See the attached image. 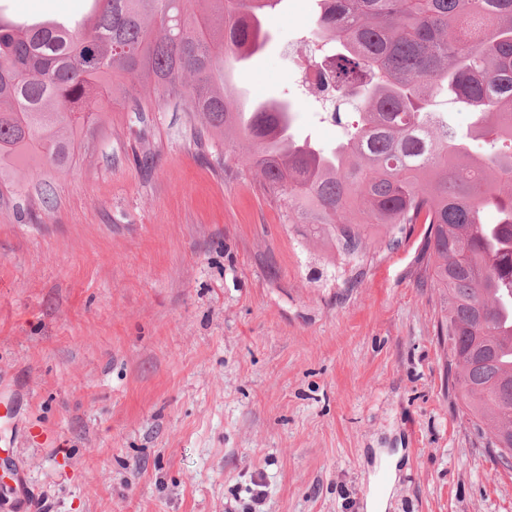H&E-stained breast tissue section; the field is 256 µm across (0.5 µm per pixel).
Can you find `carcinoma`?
<instances>
[{
    "label": "carcinoma",
    "instance_id": "cac0c4a2",
    "mask_svg": "<svg viewBox=\"0 0 512 512\" xmlns=\"http://www.w3.org/2000/svg\"><path fill=\"white\" fill-rule=\"evenodd\" d=\"M280 0H95L85 27L29 28L0 18V188L42 195L45 171L68 173L75 146L105 130L131 88L135 110L185 107L214 138L255 148L244 166L288 199V223L355 250L364 225L426 224V279L442 297L437 335L458 413L500 438L512 468V0H321L309 43L335 44L306 94L360 100L331 112V150L295 139L293 102L249 113L226 83L267 41ZM447 96L471 112L458 135L437 119ZM248 119H242L243 115ZM480 139L483 150H472ZM495 209L497 222L482 213Z\"/></svg>",
    "mask_w": 512,
    "mask_h": 512
}]
</instances>
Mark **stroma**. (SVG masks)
I'll return each mask as SVG.
<instances>
[{"label":"stroma","mask_w":512,"mask_h":512,"mask_svg":"<svg viewBox=\"0 0 512 512\" xmlns=\"http://www.w3.org/2000/svg\"><path fill=\"white\" fill-rule=\"evenodd\" d=\"M89 0H0L14 19ZM316 0H282L234 84L344 130L302 86ZM181 104L115 106L48 204L0 199V512H512L455 412L426 227L350 254L288 221Z\"/></svg>","instance_id":"obj_1"}]
</instances>
